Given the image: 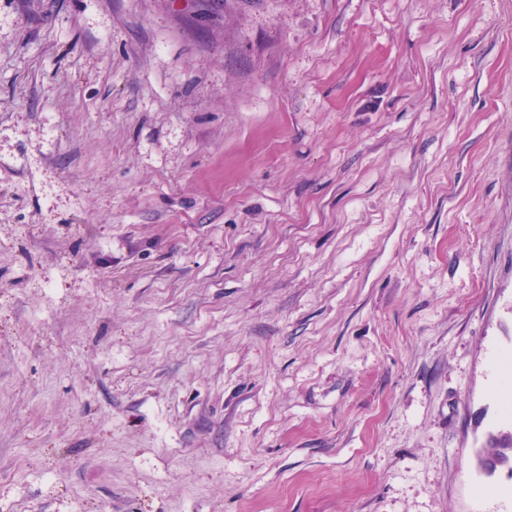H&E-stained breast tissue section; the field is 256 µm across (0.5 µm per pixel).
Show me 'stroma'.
Wrapping results in <instances>:
<instances>
[{
  "label": "stroma",
  "mask_w": 512,
  "mask_h": 512,
  "mask_svg": "<svg viewBox=\"0 0 512 512\" xmlns=\"http://www.w3.org/2000/svg\"><path fill=\"white\" fill-rule=\"evenodd\" d=\"M512 0H0V512H512ZM498 458L502 467H508L512 472V432L506 434L491 435L487 447L478 455L480 463L484 458Z\"/></svg>",
  "instance_id": "1"
}]
</instances>
